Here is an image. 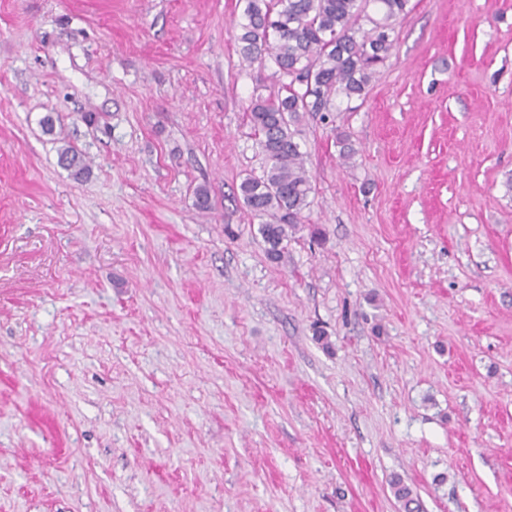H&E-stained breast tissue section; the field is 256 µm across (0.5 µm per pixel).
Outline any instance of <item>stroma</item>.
Instances as JSON below:
<instances>
[{"mask_svg": "<svg viewBox=\"0 0 512 512\" xmlns=\"http://www.w3.org/2000/svg\"><path fill=\"white\" fill-rule=\"evenodd\" d=\"M410 5L276 265L242 0H0V512H512V0ZM59 151L60 163L71 171L74 178L79 179L88 172L84 155L70 142H64ZM390 487L394 497L400 502L403 511L419 512V499L413 495V490L399 476L391 478Z\"/></svg>", "mask_w": 512, "mask_h": 512, "instance_id": "35a3bbf8", "label": "stroma"}]
</instances>
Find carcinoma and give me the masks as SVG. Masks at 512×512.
Wrapping results in <instances>:
<instances>
[{"label":"carcinoma","instance_id":"obj_1","mask_svg":"<svg viewBox=\"0 0 512 512\" xmlns=\"http://www.w3.org/2000/svg\"><path fill=\"white\" fill-rule=\"evenodd\" d=\"M408 12L409 0H245L240 55L249 63L270 62L278 82V90L251 104L263 174L240 184L246 208L265 219L259 232L271 262H282L284 242L303 223L313 191L297 140L304 114L335 111L340 95L365 96L392 56L396 24ZM60 163L76 179L88 172L84 155L69 142L60 148ZM390 487L403 512H419V499L400 477H392Z\"/></svg>","mask_w":512,"mask_h":512}]
</instances>
